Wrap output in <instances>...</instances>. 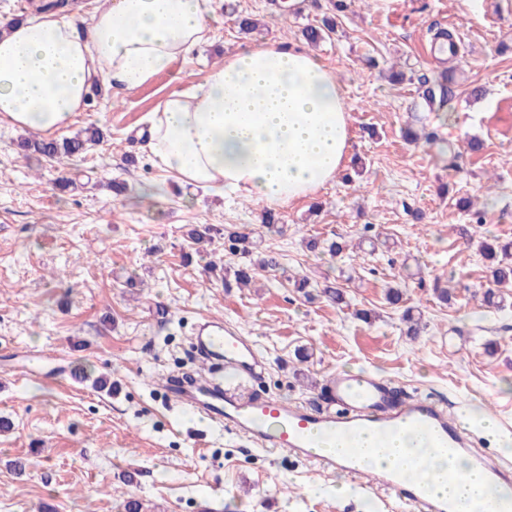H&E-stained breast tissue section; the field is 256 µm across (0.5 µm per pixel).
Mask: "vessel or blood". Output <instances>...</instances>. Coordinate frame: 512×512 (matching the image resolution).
Wrapping results in <instances>:
<instances>
[{
	"instance_id": "b4317fda",
	"label": "vessel or blood",
	"mask_w": 512,
	"mask_h": 512,
	"mask_svg": "<svg viewBox=\"0 0 512 512\" xmlns=\"http://www.w3.org/2000/svg\"><path fill=\"white\" fill-rule=\"evenodd\" d=\"M193 349L207 365V373L188 382L168 379V398L259 448L299 454L354 479L370 476L373 487L394 492L411 512H455V507L433 498L428 484L418 480L412 468L371 471L358 446L360 434H370L380 447L400 435L421 434L431 448L447 456L469 454L473 467L486 471L491 490L512 487V473L492 465L482 454L470 453L460 419L428 399L397 401L387 381L376 374L333 373L324 385L321 407L310 408L256 391L243 392V384L259 378L264 361L252 341L223 321L198 324ZM322 438L342 440L343 450L319 452Z\"/></svg>"
}]
</instances>
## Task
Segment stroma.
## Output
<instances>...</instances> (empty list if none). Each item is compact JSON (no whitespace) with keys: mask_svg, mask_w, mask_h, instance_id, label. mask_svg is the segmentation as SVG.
<instances>
[{"mask_svg":"<svg viewBox=\"0 0 512 512\" xmlns=\"http://www.w3.org/2000/svg\"><path fill=\"white\" fill-rule=\"evenodd\" d=\"M221 0L215 37L133 90L102 87L59 131L95 126L85 154L57 161L22 156L19 130L0 123V512H120L130 496L147 512H408L390 492L366 501L329 493L336 476L287 452L250 446L170 403L164 380L199 372L189 339L218 316L255 343L266 362L257 391L315 407L328 375L367 368L398 393L429 396L449 414L493 416L512 437V288L504 306L475 316L490 284L486 235L512 241V0ZM256 19L240 31L237 19ZM335 20L315 52L334 71L351 114L352 160L312 201L275 208L234 195L175 191L133 132L173 90L244 45L285 39ZM452 31L451 107L429 104L419 76L444 65L429 48ZM436 131L460 151L448 174L436 147L406 129ZM478 137L480 152L466 150ZM70 180L60 189V180ZM124 183L115 193L113 182ZM484 213L474 224L473 210ZM244 225L280 267L251 288L225 287L212 264H232L224 227ZM212 240L195 247L193 227ZM342 236L339 257L308 252L304 239ZM330 280L346 302L306 301L291 277ZM450 288L440 302L433 283ZM400 286L420 315L406 334L404 308L385 299ZM371 312V322L357 310ZM24 461L23 475L14 472ZM132 482H125V474Z\"/></svg>","mask_w":512,"mask_h":512,"instance_id":"1","label":"stroma"}]
</instances>
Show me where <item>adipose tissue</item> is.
Returning <instances> with one entry per match:
<instances>
[{
  "label": "adipose tissue",
  "instance_id": "obj_1",
  "mask_svg": "<svg viewBox=\"0 0 512 512\" xmlns=\"http://www.w3.org/2000/svg\"><path fill=\"white\" fill-rule=\"evenodd\" d=\"M88 28L36 11L0 23V122L44 136L72 125L94 85L140 87L211 40L216 0H95ZM145 148L180 187L281 207L314 198L350 158V112L333 71L286 40L244 46L154 112ZM425 468L458 512H495L466 459L392 439L369 461Z\"/></svg>",
  "mask_w": 512,
  "mask_h": 512
}]
</instances>
